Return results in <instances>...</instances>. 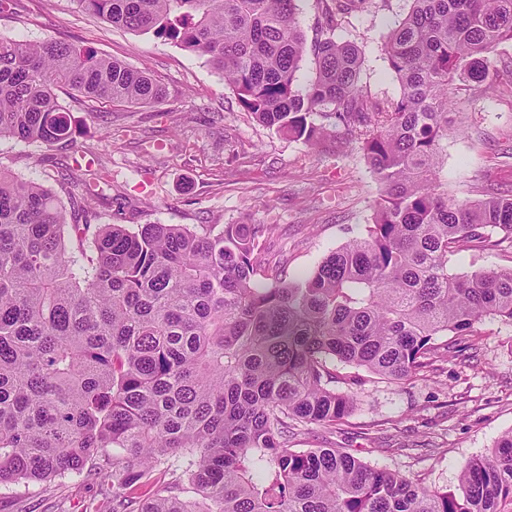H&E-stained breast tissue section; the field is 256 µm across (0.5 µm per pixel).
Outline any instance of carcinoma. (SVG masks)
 I'll return each instance as SVG.
<instances>
[{
	"mask_svg": "<svg viewBox=\"0 0 512 512\" xmlns=\"http://www.w3.org/2000/svg\"><path fill=\"white\" fill-rule=\"evenodd\" d=\"M300 0H77L98 18L207 57L241 107L313 145L331 128L380 184L372 223L301 283L257 265L269 224H108L89 235L52 190L0 169V483L88 468L112 512H502L512 430L461 468L459 493L375 470L336 448H290L333 427L360 379L431 367L476 323L512 324V268L448 270L463 250L512 243V194L448 195L452 86L484 90L512 42V0H411L383 50L401 88L359 84V50L335 38L377 0H316L307 53ZM85 103L166 101L145 68L52 40L0 36V138L72 141L57 90ZM106 177L72 185L87 201ZM341 383L347 389L341 390ZM298 19L299 26L306 38L308 48V52L301 63L300 75L302 80L307 81L314 76L315 72L311 46L318 34L319 14L316 0H304L301 2V10Z\"/></svg>",
	"mask_w": 512,
	"mask_h": 512,
	"instance_id": "obj_1",
	"label": "carcinoma"
}]
</instances>
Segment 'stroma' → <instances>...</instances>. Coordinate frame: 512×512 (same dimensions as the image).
I'll return each instance as SVG.
<instances>
[{"label": "stroma", "instance_id": "1", "mask_svg": "<svg viewBox=\"0 0 512 512\" xmlns=\"http://www.w3.org/2000/svg\"><path fill=\"white\" fill-rule=\"evenodd\" d=\"M409 7L410 0H385L336 32L338 41L359 48L360 83L380 100L401 92L383 43L391 22ZM0 35L89 48L147 68L168 89L159 106L93 109L63 93L74 143L0 139V168L51 188L68 211L75 193L61 180L69 168L109 175L92 205L93 225L268 224L264 257L295 280L371 223L379 184L350 136L339 130L311 147L263 127L206 57L150 33L112 27L81 12L75 0H15L0 12ZM496 59L495 90L457 93L464 130L448 132L446 169L448 193L460 200L512 189L511 42L498 47ZM469 341L476 357L468 362L444 356L423 375L398 382L364 373L353 411L335 428H302L292 448H338L371 468L455 491L462 465L489 454L512 430V326L482 320ZM111 508V490L85 473L47 486L0 484V512Z\"/></svg>", "mask_w": 512, "mask_h": 512}]
</instances>
